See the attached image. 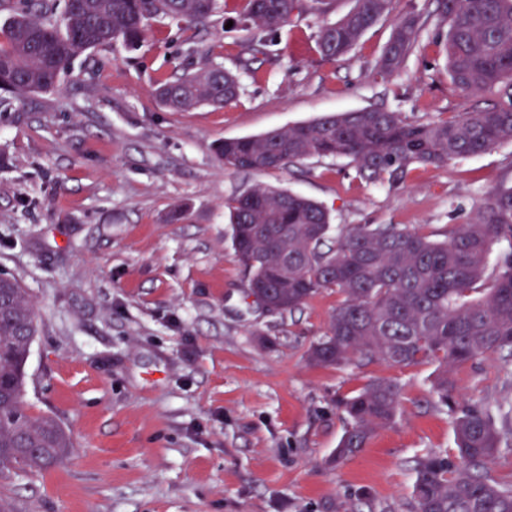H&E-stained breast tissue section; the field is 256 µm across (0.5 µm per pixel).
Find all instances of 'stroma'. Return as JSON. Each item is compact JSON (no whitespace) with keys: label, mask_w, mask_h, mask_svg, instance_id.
Listing matches in <instances>:
<instances>
[{"label":"stroma","mask_w":512,"mask_h":512,"mask_svg":"<svg viewBox=\"0 0 512 512\" xmlns=\"http://www.w3.org/2000/svg\"><path fill=\"white\" fill-rule=\"evenodd\" d=\"M245 13L244 0H217L203 27L155 18L136 48L79 57L59 89L0 108V274L26 290L37 328L23 401L74 442L62 463L0 487L11 512H414L415 459L454 451L435 362L307 361L341 294L263 308L227 203L263 185L322 205L332 241L365 224L441 240L486 188L512 185V144L411 169L395 186L361 180L348 158L236 170L214 146L366 107L429 122L507 96L455 90L434 21L385 80L373 65L391 20L333 61L316 45L325 15L292 17L259 53ZM205 56L238 74L236 103L175 112L155 97ZM506 367L491 356L455 368L456 408L512 400ZM374 378L400 382L402 413L336 461L338 403Z\"/></svg>","instance_id":"35a3bbf8"}]
</instances>
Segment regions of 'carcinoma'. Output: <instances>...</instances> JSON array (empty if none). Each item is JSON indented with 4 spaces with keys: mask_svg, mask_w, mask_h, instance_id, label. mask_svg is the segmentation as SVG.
Segmentation results:
<instances>
[{
    "mask_svg": "<svg viewBox=\"0 0 512 512\" xmlns=\"http://www.w3.org/2000/svg\"><path fill=\"white\" fill-rule=\"evenodd\" d=\"M0 25V90L21 100L55 90L77 57L120 43L136 47L148 21L164 15L188 24L205 21L215 0H10ZM335 0H248L246 20L253 40L265 46L281 26L306 10L326 12ZM445 28L436 41L448 78L467 98L496 88L509 103L431 122L401 112L365 108L323 116L254 137L229 138L216 146L224 166L268 171L309 158L346 157L367 182L397 185L415 166L451 160L512 144V0H435ZM392 11V0H352L350 8L319 31L317 47L328 59H345L367 31ZM431 15L394 19L392 35L375 61L376 74H396L421 48ZM239 77L207 59L191 72L160 83L156 96L179 112L202 104L224 107L236 101ZM232 246L250 276L252 294L271 298L291 312L324 289L343 296L327 332L314 341L308 359L340 366L354 358L397 366L423 360L438 363L432 392L452 406L448 369L504 351L512 357V185L483 194L467 224L448 230L442 241L395 224L367 225L323 250L331 224L328 212L298 194L261 185L228 205ZM495 285L480 288L492 246ZM35 316L23 288L0 276V479L13 469L39 473L61 462L73 448L70 436L49 415H30L23 406L24 365ZM403 389L378 378L341 401L349 421L336 462L365 448L374 431L395 423ZM456 454H428L416 463L415 512H512V484L492 475L502 433L491 409L468 406L453 422Z\"/></svg>",
    "mask_w": 512,
    "mask_h": 512,
    "instance_id": "carcinoma-1",
    "label": "carcinoma"
}]
</instances>
